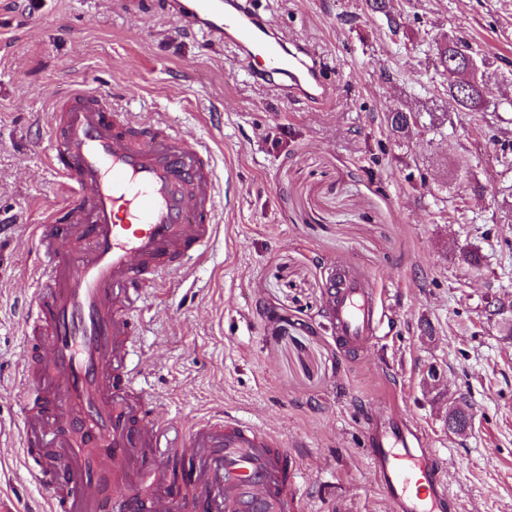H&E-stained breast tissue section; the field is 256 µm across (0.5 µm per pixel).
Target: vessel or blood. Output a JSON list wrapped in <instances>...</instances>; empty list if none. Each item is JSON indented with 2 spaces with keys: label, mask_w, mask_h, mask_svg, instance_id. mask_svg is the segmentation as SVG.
<instances>
[{
  "label": "vessel or blood",
  "mask_w": 512,
  "mask_h": 512,
  "mask_svg": "<svg viewBox=\"0 0 512 512\" xmlns=\"http://www.w3.org/2000/svg\"><path fill=\"white\" fill-rule=\"evenodd\" d=\"M181 32L234 46L251 76L323 106L333 97L309 48L287 45L244 0H155ZM61 208L34 225L37 288L22 309L28 395L18 445L41 512H300V473L273 435L214 416L174 433L133 385L145 289L205 259L221 188L210 150L133 119L79 87L49 115ZM332 331L363 349L384 315L367 280L337 264ZM367 460L394 512H442L435 449L402 414L374 420Z\"/></svg>",
  "instance_id": "b4317fda"
}]
</instances>
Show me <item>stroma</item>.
I'll return each instance as SVG.
<instances>
[{
  "label": "stroma",
  "mask_w": 512,
  "mask_h": 512,
  "mask_svg": "<svg viewBox=\"0 0 512 512\" xmlns=\"http://www.w3.org/2000/svg\"><path fill=\"white\" fill-rule=\"evenodd\" d=\"M261 0L318 56L324 109L254 83L232 48L114 0H0V421L21 416L31 227L63 203L47 116L76 83L209 146L229 178L207 262L146 295L137 381L178 428L217 412L296 457L303 512H393L366 458L368 422L401 409L439 452L450 512H512V0ZM484 49L478 112L448 102L435 44ZM416 113L409 138L386 115ZM478 251L480 270L459 260ZM362 272L386 312L354 357L328 316L332 268ZM441 373L427 387L429 368ZM474 428L449 433V395ZM0 487L37 502L20 448Z\"/></svg>",
  "instance_id": "stroma-1"
}]
</instances>
